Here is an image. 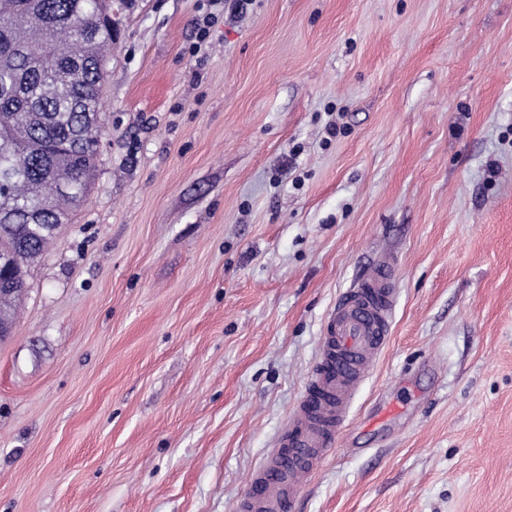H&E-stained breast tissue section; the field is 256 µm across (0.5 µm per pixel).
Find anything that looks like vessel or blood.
I'll list each match as a JSON object with an SVG mask.
<instances>
[{
	"label": "vessel or blood",
	"mask_w": 512,
	"mask_h": 512,
	"mask_svg": "<svg viewBox=\"0 0 512 512\" xmlns=\"http://www.w3.org/2000/svg\"><path fill=\"white\" fill-rule=\"evenodd\" d=\"M395 275L394 259L378 256L339 298L304 396L236 512H293L301 478L317 470L335 446L361 384L389 343Z\"/></svg>",
	"instance_id": "b4317fda"
}]
</instances>
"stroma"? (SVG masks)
<instances>
[{
  "label": "stroma",
  "instance_id": "1",
  "mask_svg": "<svg viewBox=\"0 0 512 512\" xmlns=\"http://www.w3.org/2000/svg\"><path fill=\"white\" fill-rule=\"evenodd\" d=\"M112 24L97 169L0 340V512H234L381 252L390 343L298 512H512V0Z\"/></svg>",
  "mask_w": 512,
  "mask_h": 512
}]
</instances>
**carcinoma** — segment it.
Listing matches in <instances>:
<instances>
[{"mask_svg": "<svg viewBox=\"0 0 512 512\" xmlns=\"http://www.w3.org/2000/svg\"><path fill=\"white\" fill-rule=\"evenodd\" d=\"M110 45L98 0H0V324L96 170Z\"/></svg>", "mask_w": 512, "mask_h": 512, "instance_id": "1", "label": "carcinoma"}]
</instances>
